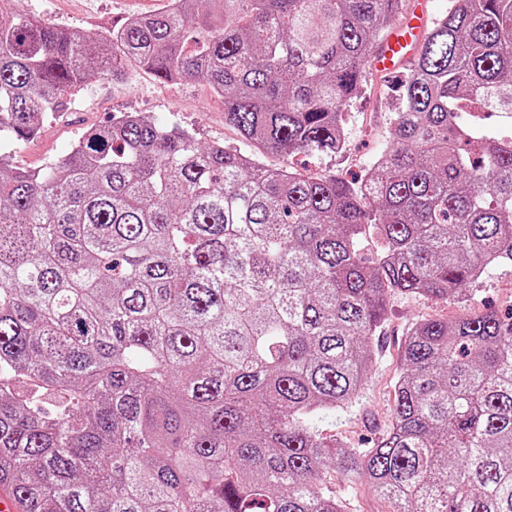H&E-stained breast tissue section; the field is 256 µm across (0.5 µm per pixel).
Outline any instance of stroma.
I'll list each match as a JSON object with an SVG mask.
<instances>
[{
  "label": "stroma",
  "instance_id": "1",
  "mask_svg": "<svg viewBox=\"0 0 512 512\" xmlns=\"http://www.w3.org/2000/svg\"><path fill=\"white\" fill-rule=\"evenodd\" d=\"M163 0H25L22 11L57 25L104 35L123 18L152 13ZM127 79L115 83L95 78L67 99L63 111L47 115L40 132L24 141L0 139V153L15 166L43 168L66 154L90 128L108 123L117 112H138L163 125L191 130L197 141L239 145L236 129L224 123V103L202 79L165 83L137 66ZM395 77L367 76V91L349 112L347 146L338 157L317 153L283 156L255 148L254 156L269 168L287 165L309 174L339 173L353 179L370 167L389 141V117L396 104ZM488 308H512V264L489 267L468 285L462 296L436 302L421 296L397 294L390 301L387 319L375 339L377 357L361 394L351 406L321 414L313 423L323 435L341 439L353 448L369 447L386 429L394 387L399 379L401 352L409 328L424 318L455 317Z\"/></svg>",
  "mask_w": 512,
  "mask_h": 512
}]
</instances>
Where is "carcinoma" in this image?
I'll list each match as a JSON object with an SVG mask.
<instances>
[{
    "label": "carcinoma",
    "instance_id": "obj_1",
    "mask_svg": "<svg viewBox=\"0 0 512 512\" xmlns=\"http://www.w3.org/2000/svg\"><path fill=\"white\" fill-rule=\"evenodd\" d=\"M404 7L181 0L94 39L0 0V135L133 62L206 80L244 143L340 155ZM396 92L358 181L125 112L41 171L0 168V486L21 512H348L330 469L388 512H512V310L415 324L372 447L312 425L364 388L392 295L512 263V0H451Z\"/></svg>",
    "mask_w": 512,
    "mask_h": 512
}]
</instances>
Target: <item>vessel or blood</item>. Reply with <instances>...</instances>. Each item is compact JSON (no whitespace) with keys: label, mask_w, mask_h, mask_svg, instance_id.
<instances>
[{"label":"vessel or blood","mask_w":512,"mask_h":512,"mask_svg":"<svg viewBox=\"0 0 512 512\" xmlns=\"http://www.w3.org/2000/svg\"><path fill=\"white\" fill-rule=\"evenodd\" d=\"M426 33V6L417 4L404 20L392 27L374 49L371 67L381 73H390L406 67L416 56V47Z\"/></svg>","instance_id":"b4317fda"}]
</instances>
